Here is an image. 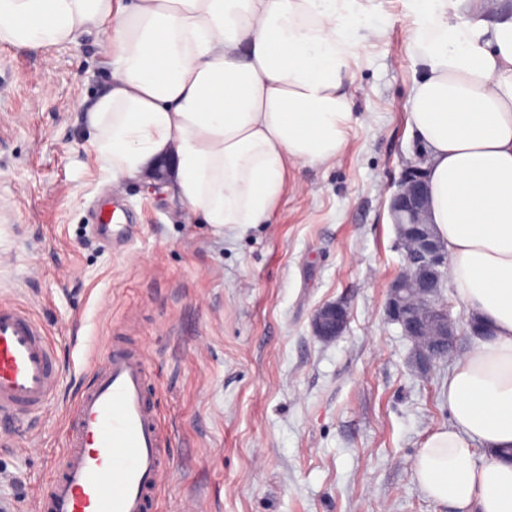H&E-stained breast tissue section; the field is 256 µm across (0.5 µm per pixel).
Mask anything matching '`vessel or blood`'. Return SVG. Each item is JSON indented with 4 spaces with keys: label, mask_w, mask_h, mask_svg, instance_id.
Instances as JSON below:
<instances>
[{
    "label": "vessel or blood",
    "mask_w": 512,
    "mask_h": 512,
    "mask_svg": "<svg viewBox=\"0 0 512 512\" xmlns=\"http://www.w3.org/2000/svg\"><path fill=\"white\" fill-rule=\"evenodd\" d=\"M94 383L69 414L58 474L38 512H150L166 469L151 403L147 362L128 345H108ZM61 383L43 326L24 308L0 303V416L45 409Z\"/></svg>",
    "instance_id": "obj_1"
}]
</instances>
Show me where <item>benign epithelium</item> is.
I'll list each match as a JSON object with an SVG mask.
<instances>
[{"label":"benign epithelium","mask_w":512,"mask_h":512,"mask_svg":"<svg viewBox=\"0 0 512 512\" xmlns=\"http://www.w3.org/2000/svg\"><path fill=\"white\" fill-rule=\"evenodd\" d=\"M428 186L419 164L407 166L390 198L389 209L397 242L405 254V269L389 287L386 310L404 335L420 340L417 364L427 368L448 354L456 341V328L443 300L448 255L434 235L427 219ZM348 322V310L340 303L319 307L312 329L323 340L341 335Z\"/></svg>","instance_id":"1"}]
</instances>
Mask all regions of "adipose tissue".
<instances>
[{
	"label": "adipose tissue",
	"instance_id": "obj_1",
	"mask_svg": "<svg viewBox=\"0 0 512 512\" xmlns=\"http://www.w3.org/2000/svg\"><path fill=\"white\" fill-rule=\"evenodd\" d=\"M409 0L405 109L425 154L428 220L457 300L488 321L448 375L450 427L415 477L457 512H512V12ZM99 32L110 87L87 111L113 183L175 161L203 223L274 215L289 166L336 162L354 120L350 62L383 34L370 0H0V42L39 49Z\"/></svg>",
	"mask_w": 512,
	"mask_h": 512
}]
</instances>
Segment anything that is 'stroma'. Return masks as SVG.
<instances>
[{"label":"stroma","instance_id":"stroma-1","mask_svg":"<svg viewBox=\"0 0 512 512\" xmlns=\"http://www.w3.org/2000/svg\"><path fill=\"white\" fill-rule=\"evenodd\" d=\"M385 35L352 62L355 120L333 165H292L271 223H199L169 184L121 185L83 116L108 84L96 34L39 51L0 43V302L27 308L63 370L44 411L0 446V512H35L66 446L67 416L108 342L140 348L167 439L152 512L193 496L210 512H453L412 465L450 426L446 384L476 345L468 311L427 373L385 312L404 257L388 204L416 141L407 0H374ZM109 230L93 229L100 205ZM349 312L319 339L324 303ZM348 322V310L340 303L329 302L319 307L312 319V329L323 340L341 336Z\"/></svg>","mask_w":512,"mask_h":512}]
</instances>
